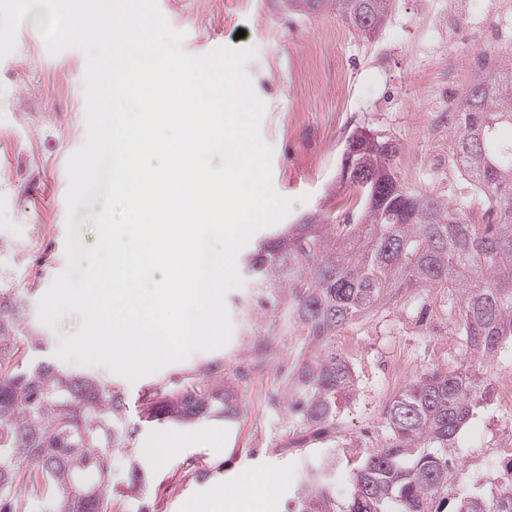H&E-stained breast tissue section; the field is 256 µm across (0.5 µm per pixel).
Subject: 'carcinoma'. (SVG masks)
<instances>
[{"label": "carcinoma", "instance_id": "carcinoma-1", "mask_svg": "<svg viewBox=\"0 0 512 512\" xmlns=\"http://www.w3.org/2000/svg\"><path fill=\"white\" fill-rule=\"evenodd\" d=\"M329 6L365 37L388 20L394 0H303ZM453 162L471 181L479 206L454 205L432 192H416L396 178L400 147L371 130L346 140L350 167L384 184L343 177L360 191V211L345 224H321L316 216L281 228L248 257L261 298L288 304L311 337L289 382V411L311 426L333 422L350 400L355 382L346 360L326 350L336 329L375 307L400 288H446L454 297L462 336L477 357L489 360L512 341V139L494 129L512 127V56L483 59L473 81L453 103ZM15 293L0 289V512L13 508L24 486L41 512H125L147 483L139 462L131 464L126 489L112 485L111 452L124 444L126 403L120 392L50 361L29 364L24 348L41 343L33 326L15 317ZM248 363H264L270 338L245 339ZM240 367L224 378L220 363L185 376L175 390L148 388L140 414L150 422L190 425L208 417L239 414ZM473 371L423 373L386 406L392 441L370 452L349 475L344 500L326 482L333 458L310 469L288 512H431L456 467L448 454L483 400ZM451 512H512V482L489 496L466 492Z\"/></svg>", "mask_w": 512, "mask_h": 512}]
</instances>
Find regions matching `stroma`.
I'll return each mask as SVG.
<instances>
[{
	"mask_svg": "<svg viewBox=\"0 0 512 512\" xmlns=\"http://www.w3.org/2000/svg\"><path fill=\"white\" fill-rule=\"evenodd\" d=\"M481 2L396 0L370 40L329 8H292L286 0H186L180 10L166 7L162 14L182 32L179 47L186 54L255 47L244 70L265 104L260 131L273 149V185L292 201L286 221L315 215L342 224L355 215L356 194L341 172L346 140L359 128L399 144L394 170L402 185L451 202L474 199L454 165L453 132L439 124L436 104L454 101L467 87L476 60L507 56L512 46L463 33L451 45L436 23L448 10H477ZM47 20L28 11L13 52L0 59V288L22 295L18 320L24 327L40 325L39 301L66 267L67 224H74L83 248L94 247V218L105 200L104 193H93L69 218L55 198L57 182L68 177L69 157L86 139V58L77 48L49 54L40 33ZM240 275L242 286L225 299L232 335L221 349L192 353L133 383L104 366L63 362L66 371L112 384L127 402L132 437L112 451L115 486L123 485L131 456H138L152 476L147 494L160 512H185L190 499L214 506L231 490L251 497L257 478L273 475L277 483L263 512H287L304 472L330 454L339 462L336 496L346 498L348 473L391 439L385 408L392 396L422 373L465 368L478 370L487 399L451 450L457 468L448 477L442 512H450L464 489L488 493L502 483L498 460L511 452L512 408L500 401L498 385L512 375V344L478 363L446 291L403 290L337 329L330 344L351 366L356 391L335 427L318 433L289 412L286 398L284 373L308 347V331L286 305L252 311L248 303L259 290L248 270ZM267 334L274 352L262 375L242 381L237 420L189 426L139 420L137 400L147 385L160 381L178 389L186 370L215 359L232 377L244 359L245 337ZM158 447L166 448V458L155 456Z\"/></svg>",
	"mask_w": 512,
	"mask_h": 512,
	"instance_id": "35a3bbf8",
	"label": "stroma"
}]
</instances>
